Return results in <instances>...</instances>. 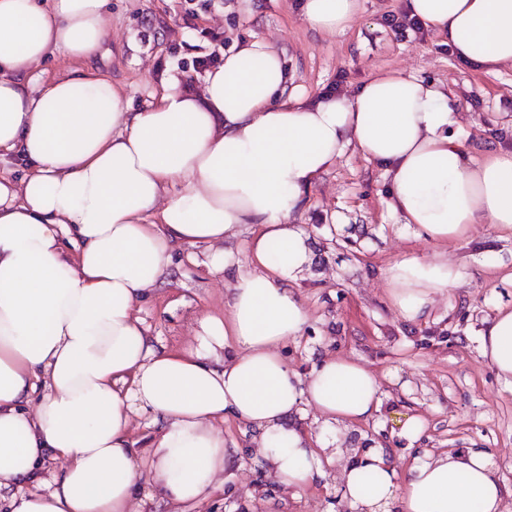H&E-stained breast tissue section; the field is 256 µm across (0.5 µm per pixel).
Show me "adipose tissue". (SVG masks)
Instances as JSON below:
<instances>
[{
  "label": "adipose tissue",
  "instance_id": "1",
  "mask_svg": "<svg viewBox=\"0 0 512 512\" xmlns=\"http://www.w3.org/2000/svg\"><path fill=\"white\" fill-rule=\"evenodd\" d=\"M310 28L344 30L357 0H301ZM106 0H0V512H134L142 463L135 417L159 423L155 486L173 504L201 500L232 456L215 424L256 435L255 455L283 492L322 475L343 453L340 425L373 417L379 384L364 365L326 356L309 377L281 348L306 322L292 281L311 254L294 219L348 147L383 169L404 229L442 244L473 225L512 231V150L476 156L448 130L447 91L413 73L372 77L350 97L316 101L288 87L271 45L255 39L207 70L200 90L162 82L139 110L86 62L104 55ZM460 61L512 63V0H406ZM63 55L75 68L44 79ZM252 226L248 271L202 316L194 340L156 345L140 304L174 250L203 249L210 273L235 260ZM405 320L429 315L466 277L437 251L384 271ZM481 354L512 380V308L481 333ZM320 414L321 449L294 421ZM48 459L60 470L44 472ZM349 512H504L503 489L480 451L425 454L398 473L384 448L342 470Z\"/></svg>",
  "mask_w": 512,
  "mask_h": 512
}]
</instances>
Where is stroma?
Segmentation results:
<instances>
[{"label": "stroma", "instance_id": "stroma-1", "mask_svg": "<svg viewBox=\"0 0 512 512\" xmlns=\"http://www.w3.org/2000/svg\"><path fill=\"white\" fill-rule=\"evenodd\" d=\"M404 8L405 0H358L345 30L318 31L303 20L300 0H108L107 54L91 64L140 109L161 82L175 77L181 88L198 89L202 60L262 39L306 99L349 95L371 76L411 70L447 90L459 112L453 133L465 145L480 153L512 149V64L470 70L443 36L395 33L386 19ZM390 201L389 178L352 147L311 188L295 219L312 254L293 284L306 322L283 354L304 377L326 355L356 359L376 375L378 409L342 426L344 447H383L401 472L427 453L488 452L504 510L512 512V383L479 349L496 308L512 307V232L477 224L467 241L449 244L466 279L438 298L427 318L410 322L391 307L384 271L404 256L428 257L436 246L402 229ZM236 275L233 267L210 274L178 249L167 277L141 304L149 335L167 349L185 348L201 315L223 316ZM405 413L423 421L416 439L400 433L396 420ZM216 428L234 461L221 487L187 512H345L340 464L291 497L256 458L251 432L229 417Z\"/></svg>", "mask_w": 512, "mask_h": 512}]
</instances>
